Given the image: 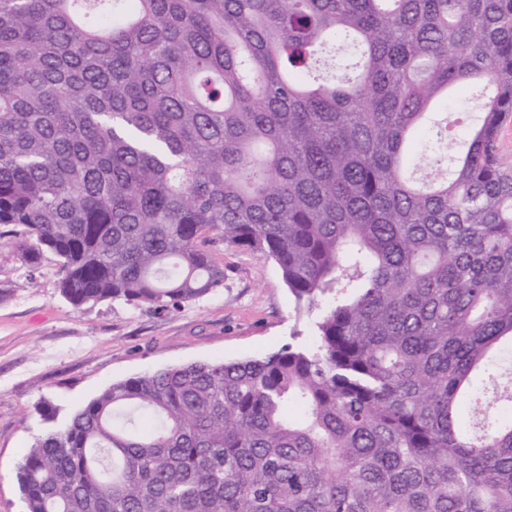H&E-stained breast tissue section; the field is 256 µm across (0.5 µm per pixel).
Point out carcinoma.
Masks as SVG:
<instances>
[{"instance_id":"cac0c4a2","label":"carcinoma","mask_w":512,"mask_h":512,"mask_svg":"<svg viewBox=\"0 0 512 512\" xmlns=\"http://www.w3.org/2000/svg\"><path fill=\"white\" fill-rule=\"evenodd\" d=\"M510 115L512 0H0L24 264L168 312L239 248L315 316L311 348L113 383L36 438L27 512H512Z\"/></svg>"}]
</instances>
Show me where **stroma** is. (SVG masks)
I'll return each instance as SVG.
<instances>
[{
	"label": "stroma",
	"instance_id": "1",
	"mask_svg": "<svg viewBox=\"0 0 512 512\" xmlns=\"http://www.w3.org/2000/svg\"><path fill=\"white\" fill-rule=\"evenodd\" d=\"M222 289L154 313L118 302L74 307L58 289L59 262L45 254L37 270L0 240V512H19L17 469L47 425L57 424L112 383L193 362L260 358L292 344L310 346L313 319L294 299L269 257L221 251Z\"/></svg>",
	"mask_w": 512,
	"mask_h": 512
}]
</instances>
